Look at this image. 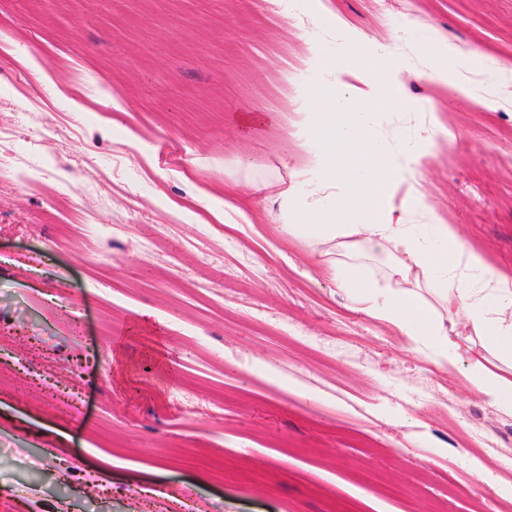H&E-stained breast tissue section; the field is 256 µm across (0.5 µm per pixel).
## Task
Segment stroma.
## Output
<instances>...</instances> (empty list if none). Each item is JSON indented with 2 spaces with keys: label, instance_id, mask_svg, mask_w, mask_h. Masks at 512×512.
<instances>
[{
  "label": "stroma",
  "instance_id": "1",
  "mask_svg": "<svg viewBox=\"0 0 512 512\" xmlns=\"http://www.w3.org/2000/svg\"><path fill=\"white\" fill-rule=\"evenodd\" d=\"M350 28L402 86L376 117L399 158L427 113L444 128L407 223L512 276V0H0L25 173L0 175V512H512V415L468 362L236 221L307 167L301 92L334 89L310 44ZM443 44L447 82L423 81Z\"/></svg>",
  "mask_w": 512,
  "mask_h": 512
}]
</instances>
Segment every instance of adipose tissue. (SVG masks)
<instances>
[{
	"label": "adipose tissue",
	"mask_w": 512,
	"mask_h": 512,
	"mask_svg": "<svg viewBox=\"0 0 512 512\" xmlns=\"http://www.w3.org/2000/svg\"><path fill=\"white\" fill-rule=\"evenodd\" d=\"M364 35L350 32L335 58L314 52L329 66L337 93L307 99L299 128L310 146V167L303 174L306 192L287 187L280 193V214L240 211L243 223L262 218L282 225L285 233L316 248L336 243L343 259L325 260V275L344 291L348 307L388 324L401 335L418 333L421 342L456 363L472 361L469 380L498 410L512 415V381L475 360L476 344L489 348L502 363H512V278L487 267L448 225L435 227L438 245L406 224L407 210L423 206L416 164L399 162L393 148L373 128L374 114L398 104V83L382 64L384 49L366 50ZM360 76L359 85L347 82ZM366 173L350 183V170ZM405 188L401 206L391 198ZM387 257L388 284L367 271L366 260ZM436 288L447 318H439L424 296ZM469 328L466 336L450 327Z\"/></svg>",
	"instance_id": "1"
}]
</instances>
